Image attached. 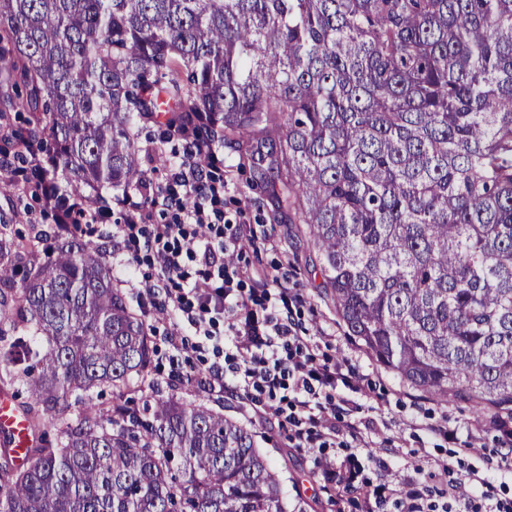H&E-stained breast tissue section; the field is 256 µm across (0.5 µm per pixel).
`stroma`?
Masks as SVG:
<instances>
[{"label": "stroma", "mask_w": 512, "mask_h": 512, "mask_svg": "<svg viewBox=\"0 0 512 512\" xmlns=\"http://www.w3.org/2000/svg\"><path fill=\"white\" fill-rule=\"evenodd\" d=\"M224 175L231 184L224 195V210L233 216L244 212L257 235L272 233L273 244L241 245V265L271 272L301 288L303 303L294 312L314 336L318 359L356 363L364 376L359 391L348 397L363 415L377 422V439L386 441V469L364 461L363 474L373 484L392 487L413 482L443 490L439 463L486 472L494 495L512 500V473L498 469L496 452L501 447L497 431L490 428L467 402L448 404L423 396L378 366L345 334L332 303L319 295L310 270L316 255L304 225L278 211L271 199L251 186L238 153L221 146ZM210 406L225 416L247 423L259 448L279 469L289 505L303 503L306 512H360L359 502L327 484L314 464L309 449L293 447L286 423L250 418L231 397H210Z\"/></svg>", "instance_id": "1"}]
</instances>
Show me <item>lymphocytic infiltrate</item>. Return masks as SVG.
Returning <instances> with one entry per match:
<instances>
[{"label":"lymphocytic infiltrate","mask_w":512,"mask_h":512,"mask_svg":"<svg viewBox=\"0 0 512 512\" xmlns=\"http://www.w3.org/2000/svg\"><path fill=\"white\" fill-rule=\"evenodd\" d=\"M223 158L201 153L197 145L184 156L163 187L148 184L118 202L104 200L98 216L120 206L124 223L105 235L106 251L133 254L154 268V275L126 271L139 304L172 313L176 329L168 344L176 354H194L207 367L188 375L196 389L211 395L240 393L251 411L288 422L297 447L313 451L325 479L339 491L366 498L365 512H385L387 486L359 482L357 449L366 447L368 417L350 418L341 389L358 388L362 375L350 363L318 362L315 343L290 310L300 302L297 291L268 275L246 287L247 271L233 256L241 241H256L253 229L233 224L224 215ZM42 198L57 211L56 237L69 235L73 217L84 210V195L59 194L47 181ZM448 500L428 501L424 490L407 485L397 490L400 512H512V501L495 500L486 476L470 469L458 473L444 466Z\"/></svg>","instance_id":"f902f5d3"}]
</instances>
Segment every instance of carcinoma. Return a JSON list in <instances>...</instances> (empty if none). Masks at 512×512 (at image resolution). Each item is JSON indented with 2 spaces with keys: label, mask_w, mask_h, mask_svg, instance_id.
<instances>
[{
  "label": "carcinoma",
  "mask_w": 512,
  "mask_h": 512,
  "mask_svg": "<svg viewBox=\"0 0 512 512\" xmlns=\"http://www.w3.org/2000/svg\"><path fill=\"white\" fill-rule=\"evenodd\" d=\"M1 40L51 162L28 188L59 172L93 211L151 181L142 123L219 136L307 226L358 346L512 424V0H0ZM20 218L0 221V377L33 439L24 465L0 449V512H286L247 427L150 377L149 325L95 248L19 242Z\"/></svg>",
  "instance_id": "carcinoma-1"
}]
</instances>
